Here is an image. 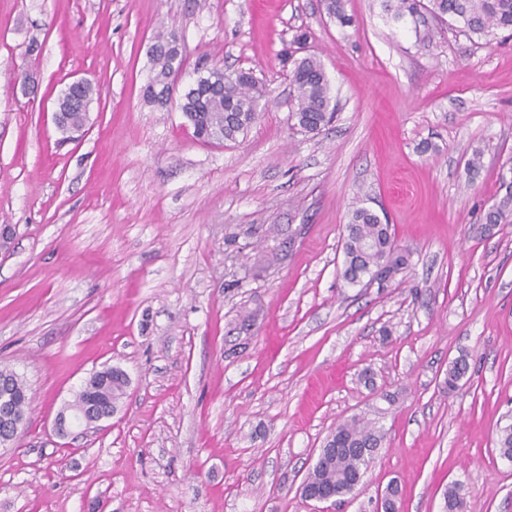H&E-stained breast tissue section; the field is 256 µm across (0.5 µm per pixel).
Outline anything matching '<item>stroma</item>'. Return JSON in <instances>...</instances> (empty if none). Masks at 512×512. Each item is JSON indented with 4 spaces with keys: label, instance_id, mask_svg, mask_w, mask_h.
<instances>
[{
    "label": "stroma",
    "instance_id": "35a3bbf8",
    "mask_svg": "<svg viewBox=\"0 0 512 512\" xmlns=\"http://www.w3.org/2000/svg\"><path fill=\"white\" fill-rule=\"evenodd\" d=\"M346 11L342 27L321 0H0V367L31 398L0 446V512H315L300 486L354 416L385 440L329 512H374L391 483L399 512H441L455 484L466 512H512V224H483L512 174V34ZM162 27L180 86L213 66L265 85L244 136L200 142L177 104L145 101ZM302 31L295 57L338 100L316 135L289 119L280 58ZM80 78L101 96L65 140L53 111ZM359 205L411 253L382 288L340 276ZM110 366L129 378L112 419L56 436Z\"/></svg>",
    "mask_w": 512,
    "mask_h": 512
}]
</instances>
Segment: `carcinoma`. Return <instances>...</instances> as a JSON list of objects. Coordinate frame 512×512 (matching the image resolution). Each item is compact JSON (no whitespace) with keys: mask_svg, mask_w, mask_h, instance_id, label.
<instances>
[{"mask_svg":"<svg viewBox=\"0 0 512 512\" xmlns=\"http://www.w3.org/2000/svg\"><path fill=\"white\" fill-rule=\"evenodd\" d=\"M323 5L340 26L352 23L345 12V0H323ZM384 9L397 22L410 21L417 25L427 12L435 18L449 16L473 34H485L492 29L512 31V0H384ZM174 37L172 29L161 31L148 47L152 78L144 96L151 103L167 95L183 69L184 60H175L169 49ZM290 85L295 125L306 133L321 132L335 117L336 103L320 61L314 57L294 60ZM100 95V89L88 81L68 85L58 98L61 112L58 130L67 134L82 127L86 120V109L82 105L92 104ZM264 96V86L250 72L240 70L220 77L212 70H199L194 83L181 94L178 107L198 140L220 144L235 141L248 131L258 117L259 100ZM500 187L505 189V194L485 214V224L490 229L499 224H512V179L502 180ZM345 231L342 278L347 284L357 286L376 272L390 278L408 267L410 253L396 244L391 226L372 210L353 209ZM468 369L464 357L451 362L446 376L448 392L457 389ZM0 384L8 386L11 409L19 414L26 413L29 397L19 375L0 368ZM125 388V381L109 370L80 391L76 402L85 405L94 400L100 410H110L123 397ZM330 439L336 442L337 450L317 459L305 483L310 487L334 488L337 495L343 496L349 493L345 482L363 478L369 467L370 461L361 449L380 448L384 433L371 423L353 417L337 425Z\"/></svg>","mask_w":512,"mask_h":512,"instance_id":"carcinoma-1","label":"carcinoma"}]
</instances>
